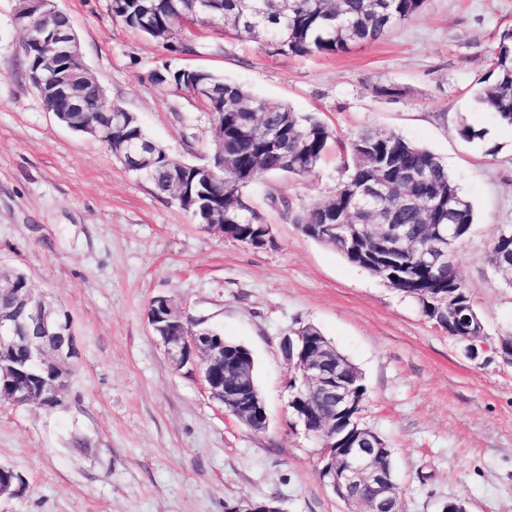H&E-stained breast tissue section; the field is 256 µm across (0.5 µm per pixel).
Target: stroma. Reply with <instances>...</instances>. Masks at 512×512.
Wrapping results in <instances>:
<instances>
[{
    "label": "stroma",
    "instance_id": "35a3bbf8",
    "mask_svg": "<svg viewBox=\"0 0 512 512\" xmlns=\"http://www.w3.org/2000/svg\"><path fill=\"white\" fill-rule=\"evenodd\" d=\"M15 5L0 0V271L24 273L69 313L79 356L61 405L0 401V465L27 483L0 497V512H227L245 498L284 512H360L320 479L319 445L289 407L295 368L281 341L306 324L362 372L363 421L393 450L401 512H439L452 497L468 512H512V364L470 357L416 301L294 221L332 195L340 144L360 129L423 145L477 213L456 261L484 338L512 335V288L485 260L512 225V126L470 93L512 29V0H429L384 39L328 55L198 22L176 30L193 53H171L114 19L111 0H57L90 74L174 160L208 161L212 121L193 94L150 82L166 65L212 71L336 133L312 175L247 190L271 227L263 248L196 224L47 112L26 75ZM378 84L399 93L377 95ZM462 120L484 140H460ZM158 296L250 350L266 431L225 413L192 366L170 365L147 316Z\"/></svg>",
    "mask_w": 512,
    "mask_h": 512
}]
</instances>
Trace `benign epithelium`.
<instances>
[{
    "label": "benign epithelium",
    "instance_id": "1",
    "mask_svg": "<svg viewBox=\"0 0 512 512\" xmlns=\"http://www.w3.org/2000/svg\"><path fill=\"white\" fill-rule=\"evenodd\" d=\"M60 14L56 0H17L14 23L22 26L26 42L44 47L41 70L29 77L31 85L44 93L47 84L53 86V103L47 106L52 114L79 112L81 105L75 86L57 75L60 55H69L76 68L85 71L73 29H61L52 24ZM354 232L365 234L378 247H396L403 244L402 228L397 224H324L320 236L346 237ZM459 227H443L435 233V251L426 256L432 264L448 260V251L454 248ZM0 288L10 289L14 310L0 311V349L21 346L27 350L32 370L0 362V378L10 383L8 400L15 404L54 406L59 396L65 394L70 383V365L78 358L79 348L70 316L57 308L43 295L30 288H16L10 279L0 276ZM448 321L463 332L458 337L467 343L468 354L475 358L481 352H490L512 364V344L501 340L497 343L475 344L483 335V325L472 326L470 320L460 321L459 307L447 300ZM154 330L169 325L177 331L161 336L168 360L176 370L187 364L198 363V369L210 396L224 407V411L237 417L251 429L263 430L268 426L264 404L248 403L233 392L232 386L243 378L251 377L252 357L241 348L239 357L232 358V351L219 334L196 328V322L177 309L165 296L155 298L148 311ZM312 325L298 328L294 335L283 339V353L297 374L299 383L293 393L291 406L307 434L320 445V478L348 503L362 505L363 512H381L391 506L400 512L399 491L391 469L383 463L385 444L376 436L358 434L344 448L336 447V407L342 410L361 409L363 402L357 392L343 380L344 367L336 363L333 349L325 337L315 336ZM309 392L329 397L333 405L318 417L305 410L301 400ZM229 512H284L269 501L250 500L244 506H235Z\"/></svg>",
    "mask_w": 512,
    "mask_h": 512
}]
</instances>
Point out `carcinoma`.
I'll return each mask as SVG.
<instances>
[{
    "label": "carcinoma",
    "mask_w": 512,
    "mask_h": 512,
    "mask_svg": "<svg viewBox=\"0 0 512 512\" xmlns=\"http://www.w3.org/2000/svg\"><path fill=\"white\" fill-rule=\"evenodd\" d=\"M427 3L428 0H212L210 12L224 27L263 40L278 50L296 55L336 54L352 44L383 38L394 26L420 14ZM112 15L139 31L148 26L174 28L195 20L185 0H112ZM492 67L495 80L475 88L473 102L477 109L492 114L500 123L512 125V33L505 34L500 41ZM205 79L211 88L209 109L224 112L223 140L213 141V154H224V183L209 187L199 169L191 163L173 161L166 148L135 125L115 133V137L150 142L156 162L144 177L157 194L168 195L175 185H180L199 205L224 212V223L235 225L229 233L239 239L257 229L256 213L245 197L246 190L268 175L311 174L335 135L311 113L300 114L287 105L269 107L244 86L209 71L205 72ZM149 80L155 85L166 83L179 89L196 81V77L186 70L165 66L153 71ZM77 84L83 97V111L71 113L72 120L98 128L108 126L112 101L98 82L81 78ZM258 121L275 131L287 128L288 149H267L261 137L246 132ZM456 135L472 142L483 138L484 131L464 121L456 127ZM346 149L353 162L351 171L327 201L299 214L296 223L303 227L316 224L331 212L345 220L352 211V189L356 185L373 175L399 176L409 169H427L433 191L446 200L437 217H432L421 205L409 208L404 204L402 194H412L422 202L424 192L401 180L387 197L373 202L370 215L372 222L386 224L392 220L407 226L409 241L385 257V267L404 277L394 287L414 299L418 292L435 284L430 271L420 264L422 251L431 243L430 225L464 224L463 234L467 235L475 223L473 206L439 156L395 132L379 134L363 128L350 136ZM328 246L349 263L361 264L359 251L349 242L338 239ZM502 252L512 253V226L500 231L486 252L488 265L505 276L512 271V265L495 266V255ZM441 282L458 292L460 305L469 308V315L477 313L456 263L448 265Z\"/></svg>",
    "instance_id": "obj_1"
}]
</instances>
